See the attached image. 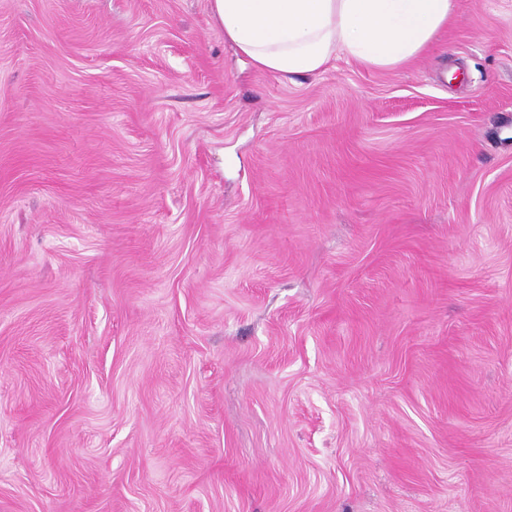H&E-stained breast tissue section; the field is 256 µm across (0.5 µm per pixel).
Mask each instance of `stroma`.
Masks as SVG:
<instances>
[{
    "label": "stroma",
    "mask_w": 512,
    "mask_h": 512,
    "mask_svg": "<svg viewBox=\"0 0 512 512\" xmlns=\"http://www.w3.org/2000/svg\"><path fill=\"white\" fill-rule=\"evenodd\" d=\"M0 512H512V0L288 77L0 0Z\"/></svg>",
    "instance_id": "35a3bbf8"
}]
</instances>
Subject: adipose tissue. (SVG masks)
<instances>
[{
  "mask_svg": "<svg viewBox=\"0 0 512 512\" xmlns=\"http://www.w3.org/2000/svg\"><path fill=\"white\" fill-rule=\"evenodd\" d=\"M224 39L262 71L314 75L339 57L394 68L420 55L456 0H209Z\"/></svg>",
  "mask_w": 512,
  "mask_h": 512,
  "instance_id": "adipose-tissue-1",
  "label": "adipose tissue"
}]
</instances>
